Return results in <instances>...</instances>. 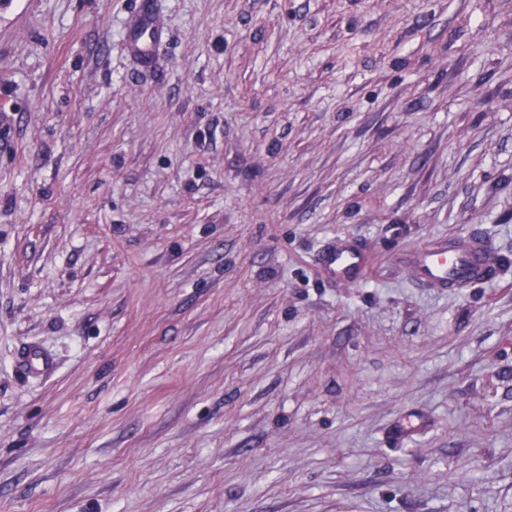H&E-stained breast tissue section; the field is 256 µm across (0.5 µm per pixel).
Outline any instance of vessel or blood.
<instances>
[{"label": "vessel or blood", "mask_w": 512, "mask_h": 512, "mask_svg": "<svg viewBox=\"0 0 512 512\" xmlns=\"http://www.w3.org/2000/svg\"><path fill=\"white\" fill-rule=\"evenodd\" d=\"M161 36L156 17L146 6L126 31L130 49L138 54L150 52ZM322 263L333 282L348 285L363 274L367 257L358 243L339 241L324 251ZM497 268L498 258L493 248L485 239L472 234L422 247L416 255L413 272L426 287L464 290L494 279Z\"/></svg>", "instance_id": "obj_1"}]
</instances>
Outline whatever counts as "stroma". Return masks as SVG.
<instances>
[{"mask_svg":"<svg viewBox=\"0 0 512 512\" xmlns=\"http://www.w3.org/2000/svg\"><path fill=\"white\" fill-rule=\"evenodd\" d=\"M141 2L0 0V512H512V0ZM162 33L153 11L144 5L134 19L128 24L126 43L137 54L151 52L154 44L161 39ZM498 258L479 235L429 244L416 255L413 272L428 288L464 290L494 279ZM322 263L330 279L338 285L355 282L364 272L365 250L353 241H337L324 251Z\"/></svg>","mask_w":512,"mask_h":512,"instance_id":"obj_1","label":"stroma"}]
</instances>
